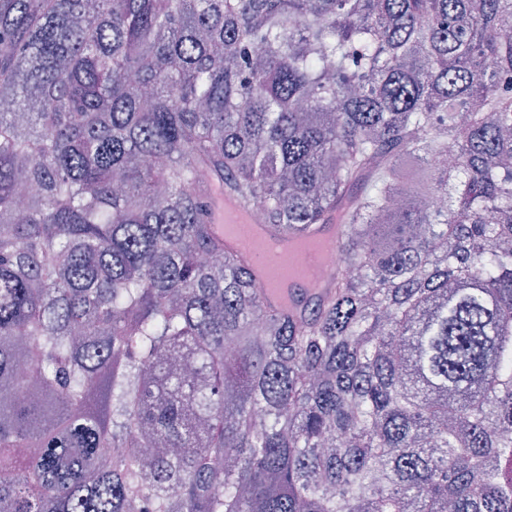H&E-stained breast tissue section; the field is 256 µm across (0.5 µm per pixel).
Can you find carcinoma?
<instances>
[{
	"instance_id": "obj_1",
	"label": "carcinoma",
	"mask_w": 512,
	"mask_h": 512,
	"mask_svg": "<svg viewBox=\"0 0 512 512\" xmlns=\"http://www.w3.org/2000/svg\"><path fill=\"white\" fill-rule=\"evenodd\" d=\"M508 28L0 0V512H512ZM215 184L285 234L347 208L308 318L211 234Z\"/></svg>"
}]
</instances>
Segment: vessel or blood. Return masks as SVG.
Segmentation results:
<instances>
[{
    "label": "vessel or blood",
    "instance_id": "vessel-or-blood-1",
    "mask_svg": "<svg viewBox=\"0 0 512 512\" xmlns=\"http://www.w3.org/2000/svg\"><path fill=\"white\" fill-rule=\"evenodd\" d=\"M213 229L223 237L226 251L245 256L259 279L269 281L266 302L279 304L286 293L291 308L305 314L322 302L334 283L336 273L324 265L323 255L340 250L347 224L340 212L309 236L283 237L263 224L236 222L226 204L215 214Z\"/></svg>",
    "mask_w": 512,
    "mask_h": 512
}]
</instances>
